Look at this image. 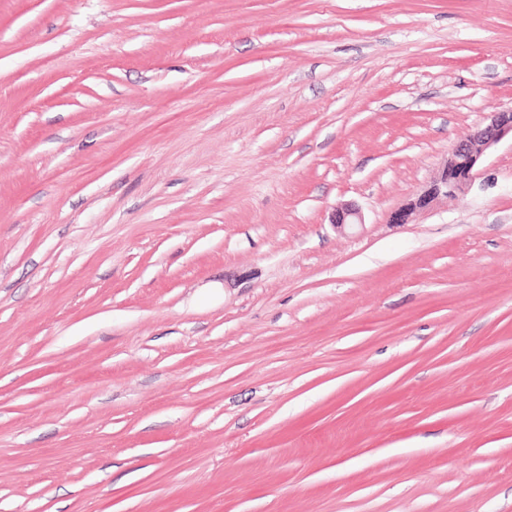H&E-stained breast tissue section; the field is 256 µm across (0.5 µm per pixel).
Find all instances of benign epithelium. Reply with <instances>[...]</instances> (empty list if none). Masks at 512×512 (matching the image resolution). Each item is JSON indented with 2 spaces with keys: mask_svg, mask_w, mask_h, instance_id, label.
Returning a JSON list of instances; mask_svg holds the SVG:
<instances>
[{
  "mask_svg": "<svg viewBox=\"0 0 512 512\" xmlns=\"http://www.w3.org/2000/svg\"><path fill=\"white\" fill-rule=\"evenodd\" d=\"M512 137V108L496 112L490 123L473 135L455 143L441 171L424 188L389 216L392 224H408L441 197L452 196L470 186L478 176L484 154L506 137ZM362 223L358 209L341 206L335 211L337 227Z\"/></svg>",
  "mask_w": 512,
  "mask_h": 512,
  "instance_id": "7a95c632",
  "label": "benign epithelium"
}]
</instances>
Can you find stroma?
<instances>
[{
  "mask_svg": "<svg viewBox=\"0 0 512 512\" xmlns=\"http://www.w3.org/2000/svg\"><path fill=\"white\" fill-rule=\"evenodd\" d=\"M510 107L512 0H0V512H512V140L389 221ZM512 140V107L496 112L490 123L466 139L455 143L441 171L416 196L389 216L390 223L409 224L441 197L452 196L470 186L478 176L484 154L505 137Z\"/></svg>",
  "mask_w": 512,
  "mask_h": 512,
  "instance_id": "1",
  "label": "stroma"
}]
</instances>
